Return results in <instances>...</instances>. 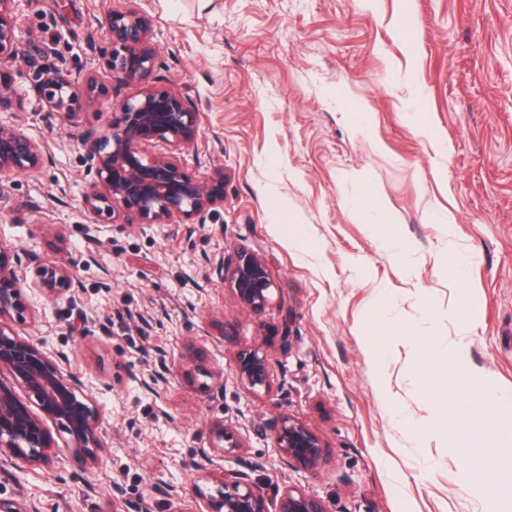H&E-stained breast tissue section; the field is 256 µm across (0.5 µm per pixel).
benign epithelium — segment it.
I'll list each match as a JSON object with an SVG mask.
<instances>
[{
	"mask_svg": "<svg viewBox=\"0 0 512 512\" xmlns=\"http://www.w3.org/2000/svg\"><path fill=\"white\" fill-rule=\"evenodd\" d=\"M16 0H0V112L13 106L4 70L24 53L16 38ZM109 47L103 59L112 76L136 88V93L112 109V124L100 132L79 129L81 111L99 103L105 86L93 74L72 76L59 69L45 73L43 107L63 116L78 130L84 147V164L93 174L83 194L85 211L102 224L121 214L143 224L206 223L214 207L224 202V170L217 168L206 180L191 176L175 152L197 144L202 109L182 93L159 86L157 49L150 15L139 9L114 11L108 19ZM166 151L149 154L146 148ZM48 146L34 139L16 118L0 121V176L24 175L39 168ZM34 265L33 278L19 277L9 256L0 250V464L22 470L26 464L48 469L57 462L55 442L47 427L51 420L67 435L71 459L84 468L97 462L104 449L101 422L84 384L50 360L40 340L21 336L4 327V321L27 310L25 294L39 292L49 300L71 294L78 285L69 263L63 260ZM216 271L235 301L263 313L273 301L275 283L266 261L239 251ZM271 339L236 356L238 378L253 391L271 388ZM25 388L39 412L22 402L16 388ZM275 448L290 467L319 469L327 448L303 421L281 414L272 425ZM194 463L205 487H195L205 502V512H270V501L247 472L213 464L206 450ZM276 512H330L322 499L297 487L280 496Z\"/></svg>",
	"mask_w": 512,
	"mask_h": 512,
	"instance_id": "benign-epithelium-1",
	"label": "benign epithelium"
}]
</instances>
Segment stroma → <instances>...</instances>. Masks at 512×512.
<instances>
[{
    "mask_svg": "<svg viewBox=\"0 0 512 512\" xmlns=\"http://www.w3.org/2000/svg\"><path fill=\"white\" fill-rule=\"evenodd\" d=\"M130 8L153 18L162 76L203 106L198 146L179 159L200 180L224 171V204L207 223H91L78 135L39 108L46 67L95 71L108 96L81 124L111 121L133 89L101 51L109 13ZM16 17L14 88L50 156L0 177V245L66 258L79 286L33 298L12 327L84 382L107 450L86 469L65 457L0 469V500L18 512H202L193 463L221 426L237 445L214 464L271 497L294 486L331 512H486L485 491L461 480L469 458L436 430L457 399V347L512 396V0H18ZM350 99L367 106L371 137L353 127ZM370 190L406 245L400 257L353 203ZM452 248L471 258L460 285ZM240 250L272 269L263 313L237 305L215 270ZM392 319L433 337L435 357L392 336L375 363L363 328ZM267 329L278 337L271 389L254 392L236 355ZM191 348L207 375L186 360ZM282 412L321 438L318 470L279 457Z\"/></svg>",
    "mask_w": 512,
    "mask_h": 512,
    "instance_id": "35a3bbf8",
    "label": "stroma"
}]
</instances>
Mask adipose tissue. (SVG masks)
Wrapping results in <instances>:
<instances>
[{
  "label": "adipose tissue",
  "mask_w": 512,
  "mask_h": 512,
  "mask_svg": "<svg viewBox=\"0 0 512 512\" xmlns=\"http://www.w3.org/2000/svg\"><path fill=\"white\" fill-rule=\"evenodd\" d=\"M492 416H485L472 400L459 402L448 412L444 433L449 448L470 458L463 476L474 485L494 478L502 486L512 485V398L495 394L489 399Z\"/></svg>",
  "instance_id": "adipose-tissue-1"
}]
</instances>
